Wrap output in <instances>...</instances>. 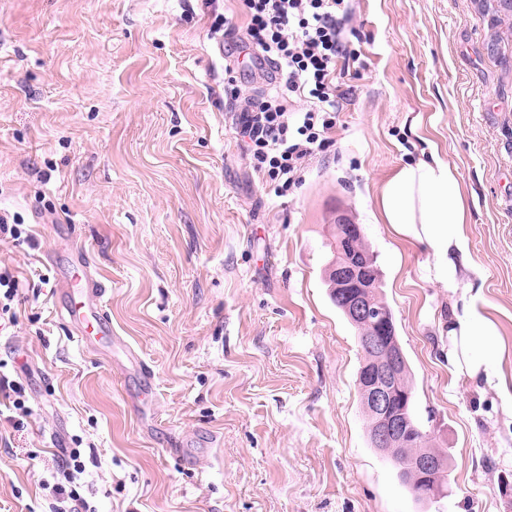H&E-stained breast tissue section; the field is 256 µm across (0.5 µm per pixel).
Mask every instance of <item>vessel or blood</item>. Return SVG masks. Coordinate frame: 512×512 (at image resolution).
<instances>
[{"label":"vessel or blood","mask_w":512,"mask_h":512,"mask_svg":"<svg viewBox=\"0 0 512 512\" xmlns=\"http://www.w3.org/2000/svg\"><path fill=\"white\" fill-rule=\"evenodd\" d=\"M59 275L65 286L62 315L78 342L88 350H111L112 323L104 308L107 285L92 272L86 253L75 251Z\"/></svg>","instance_id":"b4317fda"}]
</instances>
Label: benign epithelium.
I'll return each instance as SVG.
<instances>
[{"mask_svg":"<svg viewBox=\"0 0 512 512\" xmlns=\"http://www.w3.org/2000/svg\"><path fill=\"white\" fill-rule=\"evenodd\" d=\"M371 254L352 253L336 267L335 288L343 297L344 310L365 331L364 342L371 350L360 377L363 411L371 421L378 444L405 448L411 428L406 418L407 394L400 389L405 356L393 332L390 312L374 305ZM407 470L423 480H435L438 458L424 452L414 456Z\"/></svg>","mask_w":512,"mask_h":512,"instance_id":"7a95c632","label":"benign epithelium"}]
</instances>
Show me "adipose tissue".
<instances>
[{
	"mask_svg": "<svg viewBox=\"0 0 512 512\" xmlns=\"http://www.w3.org/2000/svg\"><path fill=\"white\" fill-rule=\"evenodd\" d=\"M377 208L391 234L430 250L434 263L429 273L454 300L448 321L449 368L494 383L501 359L500 332L495 322L476 311L469 284L458 277L468 253L466 206L456 170L437 151H430L396 171L383 186Z\"/></svg>",
	"mask_w": 512,
	"mask_h": 512,
	"instance_id": "adipose-tissue-1",
	"label": "adipose tissue"
}]
</instances>
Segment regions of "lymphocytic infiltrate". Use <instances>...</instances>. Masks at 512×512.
I'll list each match as a JSON object with an SVG mask.
<instances>
[{"mask_svg":"<svg viewBox=\"0 0 512 512\" xmlns=\"http://www.w3.org/2000/svg\"><path fill=\"white\" fill-rule=\"evenodd\" d=\"M243 5L248 44L273 66L282 92L245 113L239 133L248 140L255 169L283 196L300 184L306 162L332 146L336 61L360 55L342 38L348 0H243Z\"/></svg>","mask_w":512,"mask_h":512,"instance_id":"1","label":"lymphocytic infiltrate"}]
</instances>
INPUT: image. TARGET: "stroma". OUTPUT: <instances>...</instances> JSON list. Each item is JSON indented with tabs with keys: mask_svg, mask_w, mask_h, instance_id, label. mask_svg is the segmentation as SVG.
<instances>
[{
	"mask_svg": "<svg viewBox=\"0 0 512 512\" xmlns=\"http://www.w3.org/2000/svg\"><path fill=\"white\" fill-rule=\"evenodd\" d=\"M219 15L232 27L216 25ZM334 144L284 196L237 134L277 93L241 0H0V240L18 280L0 371V512H50L61 461L91 512H512V35L483 0H351ZM435 143L465 196L469 281L504 345L505 388L454 378L452 301L431 253L376 199ZM382 272L416 414L451 475L418 502L371 448L356 333L324 269L338 214ZM84 250L121 350L77 347L56 271Z\"/></svg>",
	"mask_w": 512,
	"mask_h": 512,
	"instance_id": "stroma-1",
	"label": "stroma"
}]
</instances>
